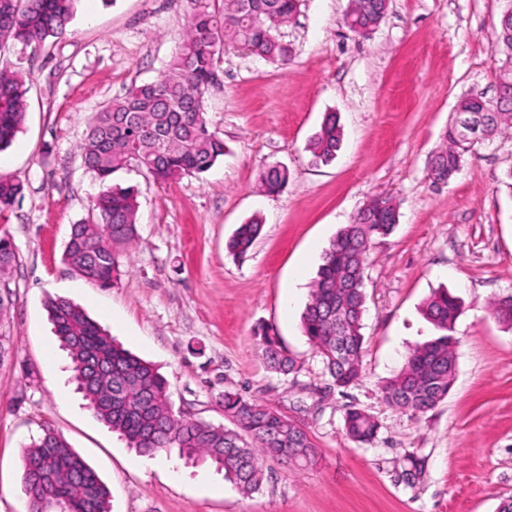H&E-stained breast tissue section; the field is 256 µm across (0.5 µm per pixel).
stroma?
<instances>
[{
	"instance_id": "obj_1",
	"label": "stroma",
	"mask_w": 512,
	"mask_h": 512,
	"mask_svg": "<svg viewBox=\"0 0 512 512\" xmlns=\"http://www.w3.org/2000/svg\"><path fill=\"white\" fill-rule=\"evenodd\" d=\"M200 1L223 5L78 0L66 39L0 47V65L22 70L29 87L23 128L0 151V175L25 186L0 213V235L18 254L17 301L0 319L11 347L0 361V512H27L22 450L46 427L108 485L111 512H497L512 500V330L489 304L512 295V135L480 146L445 184L429 160L459 98L495 95L504 0H391L367 37L343 23L349 0H303L281 30L292 50L285 67L226 44L207 99L223 159L168 183L135 167L114 174L138 195V244L115 286L99 287L62 259L71 224L92 217L99 191L81 153L89 118L166 69ZM330 112L343 143L331 164L315 165L307 144ZM272 165L289 173L278 194L259 182ZM379 195L398 204L399 222L368 251L361 374L339 390L301 315L330 242ZM255 214L261 235L236 260L225 241ZM442 288L462 303L454 384L427 414L392 409L380 387L409 348L436 336L422 308ZM56 297L154 364L175 410L222 425L225 391L239 393L300 425L316 460L264 458L267 480L249 497L174 449L143 466L78 390L46 311ZM264 326L296 372L268 370L255 337ZM352 406L378 420L373 443L346 434ZM410 453L426 461L413 486L399 477Z\"/></svg>"
}]
</instances>
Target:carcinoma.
I'll use <instances>...</instances> for the list:
<instances>
[{"label":"carcinoma","mask_w":512,"mask_h":512,"mask_svg":"<svg viewBox=\"0 0 512 512\" xmlns=\"http://www.w3.org/2000/svg\"><path fill=\"white\" fill-rule=\"evenodd\" d=\"M75 2L0 0V41L39 49L50 39H63ZM389 5L390 0H351L345 25L350 29L379 25ZM300 6L301 0H239L233 11L200 7L190 17L180 50L160 79L133 86L123 98L92 114L83 154L101 191L93 204L97 221L71 225L64 261L72 271L105 288L117 280L120 257L129 254L138 238L139 205L133 189L114 187L111 179L131 165L132 157L155 181L168 182L204 173L224 156V139L206 118L207 95L216 84L224 42L231 40L255 56L285 66L291 50L280 38V29L295 18ZM493 56L502 67L512 66V14L505 11L498 19ZM28 91L23 71L0 67V151L22 128ZM474 118L482 123L480 140L475 142L464 127ZM511 129L512 88L500 98L462 97L443 146L431 159V175L450 180L466 155ZM342 140L339 118L330 112L307 151L314 162L328 165L336 159ZM260 182L265 192L277 193L288 183V170L271 166L260 174ZM23 191L22 180L0 175V211L12 207ZM398 221V207L391 199L366 203L325 251L312 285L302 314L303 332L338 388L350 386L360 376L366 251L374 238L391 234ZM261 230L257 217L238 225L226 242L227 251L245 258ZM16 262L12 240L1 235L0 279ZM47 308L90 408L139 453L176 448L189 460L215 465L246 496L258 492L266 479L264 457L300 465L316 457L307 433L275 410L236 393H224V413L234 430L175 412L167 381L151 364L117 345L70 300L51 299ZM460 313V301L446 291L426 303L424 314L439 335L411 349L401 370L381 386L386 405L425 414L448 395L455 378L453 328ZM492 313L512 327V295L492 303ZM259 345L270 371L288 375L296 370V360L283 349L273 328L262 329ZM344 429L354 442L369 444L379 424L365 411L350 408ZM22 459V489L34 508L45 501L59 512H110L108 486L54 430H43L23 450ZM406 462L402 478L412 485L422 477L424 462L413 453Z\"/></svg>","instance_id":"carcinoma-1"}]
</instances>
